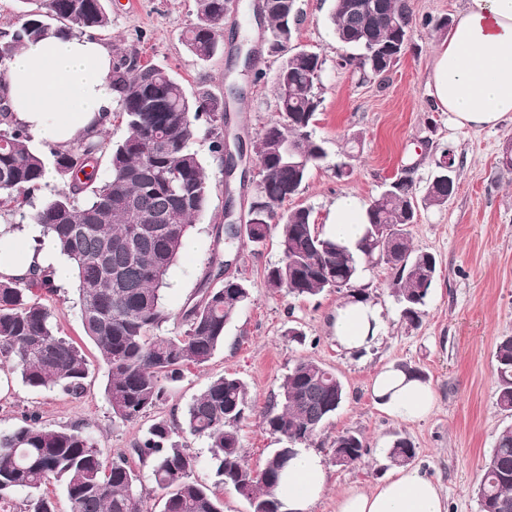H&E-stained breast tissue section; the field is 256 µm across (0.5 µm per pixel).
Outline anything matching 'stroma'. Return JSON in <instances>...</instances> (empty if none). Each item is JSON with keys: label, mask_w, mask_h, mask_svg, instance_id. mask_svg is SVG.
I'll return each mask as SVG.
<instances>
[{"label": "stroma", "mask_w": 512, "mask_h": 512, "mask_svg": "<svg viewBox=\"0 0 512 512\" xmlns=\"http://www.w3.org/2000/svg\"><path fill=\"white\" fill-rule=\"evenodd\" d=\"M110 25L94 38L113 52L135 54L141 62L167 68L180 79L189 96L205 92L223 97L229 81L240 79L243 103L233 105V128L252 139L279 118L272 78L274 56L260 52L257 69L263 79L240 77L231 55L232 34L249 31L253 42L261 32L244 11L224 18L225 40L206 62L190 55L182 40L196 19L194 0H105ZM412 46L387 73L362 77L340 64L342 47L334 36L332 0H297L301 23L294 42L318 53L323 61L321 108L312 125L323 142L325 156L309 174L304 191L288 208L306 207L318 225H325L331 205L346 195L368 204L402 169H409L417 189H424L433 159L442 149L456 155L457 189L443 208H423L410 225L414 249L432 253L438 276L425 305L420 326L402 322L391 293L393 272L379 264L367 267L355 286L381 313L383 328L367 348L348 352L332 336L336 309L346 293L327 291L297 299L268 288L265 274L280 258L277 233L261 245L243 243L232 273L250 291L224 330V344L204 365L184 369L169 383L160 406L134 421L114 419L105 396L106 371L96 363L86 343L74 282L60 286L51 303L62 335L83 344L91 357L87 392L78 399L57 388H33L20 373L0 369V433L21 425L25 412L36 411L52 428L82 425L103 459L130 454L134 444L159 418L182 421L188 404L211 380L225 374L242 379L251 410L239 437L251 466H259L279 447L277 436L264 427L261 413L298 358L312 359L335 372L347 396L336 414L310 444L322 458L325 487L311 512H336V498L351 486L374 487L393 464L387 450L395 439H409L413 460L448 498V512H478L474 491L482 467L495 446L498 431L512 424V412L497 404L495 349L502 337L512 336V170L501 164L512 148V121L493 129H455L447 113L435 108L427 85L435 48L441 37L434 21L457 22L466 0H411ZM360 143H353V136ZM206 122H199L194 148L204 161L209 200L196 220L185 246L171 268L162 291L165 321L160 335L175 336L184 329L183 312L200 282L211 272L212 260L223 246L216 230L224 222L226 193L224 163L210 150ZM351 156L353 173L337 178L336 164ZM305 339L296 342L289 328ZM408 365L422 370L435 392V408L425 419L400 421L374 400L371 387L382 368ZM362 434L370 452L362 464L339 466L333 460L336 436Z\"/></svg>", "instance_id": "35a3bbf8"}]
</instances>
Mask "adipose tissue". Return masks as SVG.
<instances>
[{
  "label": "adipose tissue",
  "instance_id": "ef3b65f1",
  "mask_svg": "<svg viewBox=\"0 0 512 512\" xmlns=\"http://www.w3.org/2000/svg\"><path fill=\"white\" fill-rule=\"evenodd\" d=\"M112 53L99 40L81 35L50 36L26 45L8 63L0 96L11 119L38 140L60 149L96 137L115 95L110 85ZM434 104L459 129L495 128L512 120V0H467L448 41L436 49L428 76ZM364 207L352 197L336 200L327 235L355 245L364 232ZM51 270L55 282L71 268L27 231L0 233V274L23 277L33 268ZM382 325L379 310L349 300L336 310L333 336L348 351L367 346ZM373 394L402 421L427 417L434 392L403 370H381ZM325 485L320 456L301 448L289 460L276 493L286 512H310ZM336 512H448L447 499L420 468L401 466L371 489L352 487L336 500Z\"/></svg>",
  "mask_w": 512,
  "mask_h": 512
}]
</instances>
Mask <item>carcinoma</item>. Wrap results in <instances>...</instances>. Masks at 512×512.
I'll return each instance as SVG.
<instances>
[{
    "label": "carcinoma",
    "mask_w": 512,
    "mask_h": 512,
    "mask_svg": "<svg viewBox=\"0 0 512 512\" xmlns=\"http://www.w3.org/2000/svg\"><path fill=\"white\" fill-rule=\"evenodd\" d=\"M266 36L278 57L274 86L279 120L265 125L251 144L259 157L254 207L247 240L262 243L271 226L279 228L281 259L266 274L267 286L295 298L315 297L327 288L354 299L367 296L354 289L365 265L385 264L394 270L392 289L401 319L417 327L437 272L435 257L411 247L407 226L416 223V188L408 176H397L366 206L362 238L350 248L318 231L305 207L282 210L304 188L309 172L324 156L310 127L321 105L318 93L323 60L304 50L295 55V0H267ZM233 0H195L198 22L187 27L183 43L201 61L219 48L224 15ZM409 0H335L332 21L336 41L358 51L345 64L362 75L380 76L405 54L413 36ZM110 19L104 0H38L23 12L19 24L0 39V79L6 62L21 46L56 33L77 36L105 28ZM112 87L122 103L129 135L112 145L105 140L81 142L50 156L30 145L28 132L8 123L0 128V213H22L29 192L54 174L63 188L45 200L32 216L43 236L75 271L84 335L107 371L105 393L113 416L138 419L166 399L167 383L188 366L208 362L224 343L225 325L250 299L245 285L233 279L221 288L200 284L197 300L184 313L185 329L177 336H158L165 319L161 290L185 238L208 204L203 163L192 148L206 116L211 123L212 152L224 157L221 126L223 104L203 94L187 96L181 82L164 68L137 65V57L112 62ZM108 155L109 178L97 185L86 168H96ZM448 151L434 160L435 175L421 202L441 207L456 191ZM394 227L391 250L378 245L381 227ZM57 286L47 270L26 279L0 277V359L13 364L34 388L59 386L73 398L85 392L90 361L74 341L53 323L49 297ZM497 401L512 410V336L495 352ZM346 399L343 381L322 364L297 360L262 414L270 433L286 444L254 469L241 448L238 427L250 411L244 382L226 374L211 381L188 406L185 424L210 442V459L218 484L244 490L251 512H282L276 496L280 474L296 448L307 445ZM178 425L155 421L131 449L151 466L161 492L160 512H223L215 490L192 480L195 460L177 440ZM352 449L351 464L368 454L360 433L336 436L332 448ZM416 455L413 444L398 439L389 450L394 464ZM64 487L68 512H143L140 472L125 457L106 462L79 425L50 428L39 414L0 434V508L13 493L28 494V512H55L43 496V485ZM478 512H512V425L498 434L476 491Z\"/></svg>",
    "instance_id": "cac0c4a2"
}]
</instances>
